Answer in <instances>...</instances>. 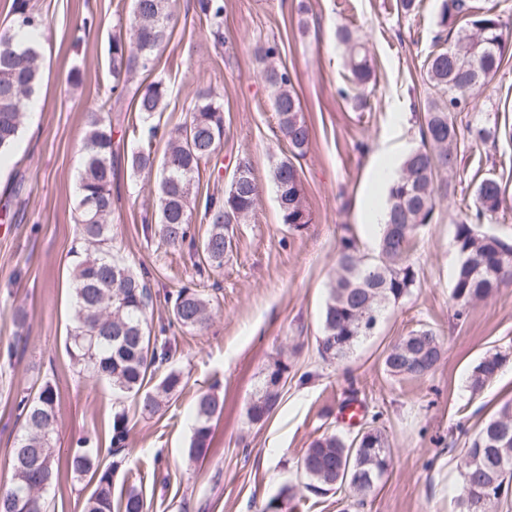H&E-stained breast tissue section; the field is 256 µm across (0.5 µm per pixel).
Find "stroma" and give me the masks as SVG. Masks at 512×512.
<instances>
[{
  "label": "stroma",
  "mask_w": 512,
  "mask_h": 512,
  "mask_svg": "<svg viewBox=\"0 0 512 512\" xmlns=\"http://www.w3.org/2000/svg\"><path fill=\"white\" fill-rule=\"evenodd\" d=\"M45 22L39 111L27 114L10 157L0 163V485L11 478L10 453L20 430L15 397L42 381L59 390L55 465L60 477L46 490L49 512H83L91 484L67 468L71 451L98 439L103 466H115L113 496L142 491L150 512H458L457 490L465 443L500 407L512 401V284L456 318L451 299L458 262L454 234L478 180L501 178L506 194L483 231L512 240V55L477 97L458 114L460 153L448 177V196L415 238L412 260L419 278L384 311L374 333L353 353L325 360L317 339L336 270L338 242L352 229L366 253L377 250L378 231L363 223L372 196H386L377 171L400 164L420 142L416 118L427 86L425 60L439 31V0H417L404 14L397 0H224L222 41L197 16V0H176L177 22L157 54L154 77L170 86L161 122L185 120L196 90L209 89L224 106V144L200 174V194L229 181L247 160L260 186L253 215L234 225L233 250L224 266L197 274L188 253L145 236L143 219L155 211L156 175L134 173L126 163L112 172L115 250L144 274L153 293V322L168 325L184 374L182 391L164 411L144 416L132 399L116 400L104 383L79 379L66 342L72 295L69 272L78 226L81 138L99 94L112 82L109 40L126 33L130 0H30ZM96 28L83 31L84 19ZM367 43L373 78L359 104L347 89L344 47L337 27ZM278 47L312 128L300 158L313 222L296 233L282 224L272 171L288 154L271 106L270 91L253 63L259 44ZM496 126L494 141H472L470 127ZM23 182L21 199L11 197ZM197 283L214 299L207 327L172 325L167 296ZM24 308L17 330L13 311ZM444 345L441 363L421 379L393 377L384 351L419 328ZM507 354L495 380L471 394L468 377L488 350ZM289 365L279 403L262 423H250L247 404L274 360ZM215 390L224 412L212 422L209 449L189 459L198 395ZM359 401L358 426L343 423L341 404ZM126 411L124 448L110 446L112 416ZM385 429L393 463L355 507L348 487L314 492L297 469L310 444L326 433L354 436L371 424Z\"/></svg>",
  "instance_id": "35a3bbf8"
}]
</instances>
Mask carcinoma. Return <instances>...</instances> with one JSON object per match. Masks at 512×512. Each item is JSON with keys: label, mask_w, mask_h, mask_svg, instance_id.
<instances>
[{"label": "carcinoma", "mask_w": 512, "mask_h": 512, "mask_svg": "<svg viewBox=\"0 0 512 512\" xmlns=\"http://www.w3.org/2000/svg\"><path fill=\"white\" fill-rule=\"evenodd\" d=\"M199 20L215 37L222 38L224 0H197ZM173 14L170 0H131L129 37H112V84L104 100L89 113L81 145L82 172L79 183L78 218L83 253L72 265V316L67 353L79 377L105 382L119 396H131L143 414L162 410L182 386L180 371L169 366L177 351L166 336L152 334L149 313L151 288L144 276L112 254V170L121 160L116 152L109 113L122 111L126 97L136 114L131 135L142 145L127 156L135 172L157 171V223L146 231L173 248H188L201 254L210 268L224 266L232 251L228 226L239 224L256 206L258 186L249 162L242 160L224 190L206 196L202 221L207 229L196 240L193 210L198 197L201 165L215 157L224 142V107L208 90L196 93L183 124L167 129L160 125L169 93L168 83L157 78L128 85L138 74L152 73L159 47L167 38ZM437 25L442 38L453 42L432 53L425 80L430 90L420 114L421 146L403 160L388 188L385 224L378 254L361 252L358 238L346 229L336 259V275L330 284L322 318L318 348L324 359H340L369 336L386 307L399 301L416 285L418 272L410 260L415 232L432 223L437 199L448 192L439 180L457 167L459 128L454 113L464 112L475 92L485 88L499 72L507 53L508 34L500 16L467 0H440ZM42 18L29 7V0H13L12 21L0 32V160L19 137L24 109L40 80L41 61L33 47H19L16 34L35 36L42 32ZM337 37L345 48L348 80L356 89L371 82L372 70L366 45L340 27ZM277 47L255 48L254 62L265 83L273 90L272 108L278 127L294 157L304 156L311 129L292 90L287 69L269 60ZM166 140L162 156L153 150V140ZM273 181L281 223L302 231L313 221L300 172L285 157L273 169ZM475 210L456 225L454 243L460 260L456 266L452 298L462 316L471 305L489 297L512 281V242L480 231L481 221L496 212L503 199L502 183L485 177L475 186ZM172 323L200 330L210 318V299L199 288H181L170 298ZM444 351L435 332L420 328L391 346L383 358L391 376L420 379L430 374ZM507 361V354L488 352L474 366L468 388L484 390ZM288 379V364L271 363L246 410L249 422L268 417L279 403ZM21 433L11 456L12 479L0 489V512H48L45 489L58 479L54 469L58 412L56 391L44 382L36 395L18 403ZM224 410V398L213 390L200 393L194 407V429L188 448L191 459L207 451L211 421ZM128 414L112 417L111 445L117 449L129 432ZM512 429V403L504 404L468 443L466 464L460 472L457 496L459 512H502L512 487V437L501 440V429ZM370 435L384 448L381 453L361 452L355 440L324 434L307 448L300 470L309 485L323 490L357 475L359 494H368L388 471L392 449L384 430L371 427ZM71 466L78 478L89 477L94 488L84 512H112V477L115 468L101 467L98 451L80 447L72 452ZM496 489L486 493V486ZM122 512H148L143 494L131 489L121 502Z\"/></svg>", "instance_id": "carcinoma-1"}]
</instances>
